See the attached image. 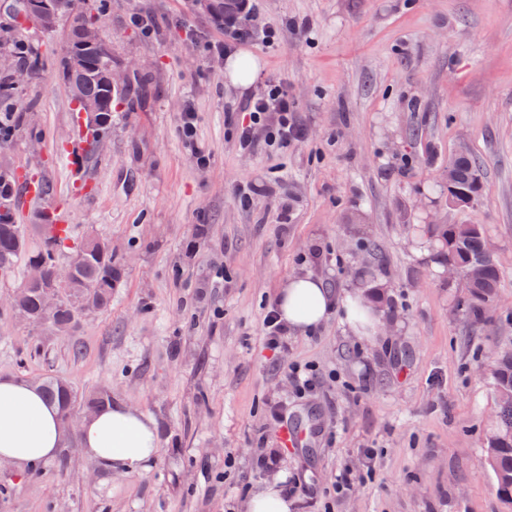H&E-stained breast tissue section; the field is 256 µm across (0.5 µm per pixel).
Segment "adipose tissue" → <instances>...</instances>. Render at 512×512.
I'll return each mask as SVG.
<instances>
[{
    "label": "adipose tissue",
    "instance_id": "1",
    "mask_svg": "<svg viewBox=\"0 0 512 512\" xmlns=\"http://www.w3.org/2000/svg\"><path fill=\"white\" fill-rule=\"evenodd\" d=\"M369 293L366 284L335 293L319 277L300 274L281 288L276 304L292 330H314L337 314L348 332L371 340L383 311ZM78 439L84 456L107 476L146 472L160 452L154 419L120 401L86 417ZM64 440L60 412L43 400L37 385L0 376V460L24 469L52 458Z\"/></svg>",
    "mask_w": 512,
    "mask_h": 512
}]
</instances>
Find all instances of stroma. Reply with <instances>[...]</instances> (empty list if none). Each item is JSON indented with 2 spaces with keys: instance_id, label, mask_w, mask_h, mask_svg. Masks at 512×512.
Here are the masks:
<instances>
[{
  "instance_id": "1",
  "label": "stroma",
  "mask_w": 512,
  "mask_h": 512,
  "mask_svg": "<svg viewBox=\"0 0 512 512\" xmlns=\"http://www.w3.org/2000/svg\"><path fill=\"white\" fill-rule=\"evenodd\" d=\"M241 17L262 70L251 91L229 86L209 44L224 23L193 0H108L98 26L128 91L112 128L77 172L63 158L87 122L59 64L64 26L45 31L0 9V25L38 48V74L0 99L23 120L0 141V166L49 186L41 204L15 196L30 249L38 213H60L71 238L97 237L124 270L104 310L62 336L11 307L25 261L0 272V374L66 380L77 394L107 387L151 415L160 454L147 472L102 478L67 429L66 460L38 475L0 464V512H245L267 483L296 481L291 512H512L485 461L498 423L491 367L512 348V0H257ZM152 15L154 29L131 26ZM281 82L305 137L281 149L266 127L242 149L237 118L268 81ZM193 109V138L181 114ZM483 164L481 197L448 205L449 158ZM435 224L481 225L500 272L484 320L424 237ZM328 288L385 281L386 308L370 341L331 318L289 333L277 354L263 318L293 275ZM315 366L297 395L292 365ZM288 405L284 426L270 402ZM315 416L310 448L286 427ZM279 449L277 464L255 461ZM371 478L337 494L339 469Z\"/></svg>"
}]
</instances>
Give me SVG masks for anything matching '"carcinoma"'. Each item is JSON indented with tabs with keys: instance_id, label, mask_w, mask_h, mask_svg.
I'll use <instances>...</instances> for the list:
<instances>
[{
	"instance_id": "1",
	"label": "carcinoma",
	"mask_w": 512,
	"mask_h": 512,
	"mask_svg": "<svg viewBox=\"0 0 512 512\" xmlns=\"http://www.w3.org/2000/svg\"><path fill=\"white\" fill-rule=\"evenodd\" d=\"M94 4L87 0H57L56 22L66 25L69 46L81 40L82 24H97L92 16ZM112 61V50L104 44L100 54L89 62L84 71L76 75L85 100L95 102L102 97L103 89L97 75ZM448 165L452 178L448 180V197L456 202L466 199L477 201L482 191V169L479 161L469 153L453 155ZM16 176L11 170H0V204L15 201ZM53 225L45 216L39 217L38 229L44 236V245L37 250L29 249L22 225L15 223L12 208L0 210V271L9 270L16 260L24 256L28 266L41 265L50 272L57 266V247L65 235L47 236ZM437 242L444 259L451 260L462 269L481 267V274L474 280L464 281L468 292L467 307L480 318L488 310L496 295L500 276L496 261L487 244L483 229L478 224H446L435 229ZM73 277L61 284L51 277L33 283L25 281L18 294L14 310L22 317L36 323L44 310V293L52 288L58 295V307L47 322L53 331L66 334L75 325L76 316L83 311H98L112 302V288L122 280V268L112 261L107 242L95 239L93 248L82 246L74 260ZM491 375L499 403V426L487 438L486 463L495 477L499 497L512 502V351L504 350L498 356ZM45 398L58 405L61 416H66L78 403L95 411L112 402V391L99 389L85 397L77 393L63 380L46 377L39 384Z\"/></svg>"
}]
</instances>
